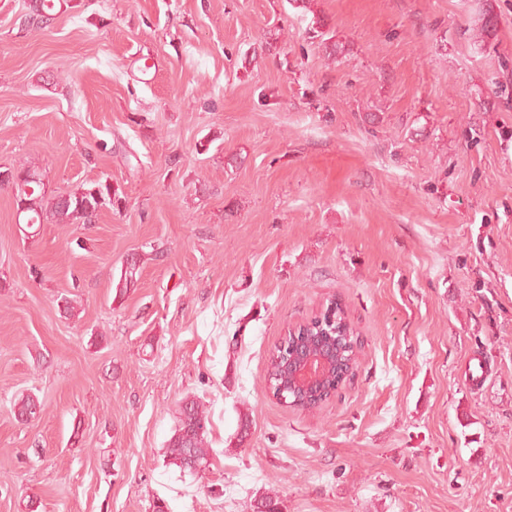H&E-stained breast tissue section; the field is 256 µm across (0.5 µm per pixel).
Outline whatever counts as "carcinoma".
<instances>
[{
    "label": "carcinoma",
    "instance_id": "carcinoma-1",
    "mask_svg": "<svg viewBox=\"0 0 512 512\" xmlns=\"http://www.w3.org/2000/svg\"><path fill=\"white\" fill-rule=\"evenodd\" d=\"M55 9V0H27L25 17L35 28L49 22ZM496 17L491 9H486L475 39L485 45L491 42L496 32ZM15 198L26 203L23 212L26 223L42 224H93L99 212L106 206L119 203L112 184L107 181H95L76 191L64 195H46L39 182L26 180L24 185L15 186ZM18 417L29 420L43 410L38 399L28 395L16 403ZM206 410L196 401H185L179 409L177 426L168 441L169 464L182 471L195 472L207 465L212 449L206 442Z\"/></svg>",
    "mask_w": 512,
    "mask_h": 512
}]
</instances>
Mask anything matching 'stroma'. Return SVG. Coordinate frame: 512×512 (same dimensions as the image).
Listing matches in <instances>:
<instances>
[{"mask_svg": "<svg viewBox=\"0 0 512 512\" xmlns=\"http://www.w3.org/2000/svg\"><path fill=\"white\" fill-rule=\"evenodd\" d=\"M22 4L0 167L122 203L32 229L0 187V512H512V0ZM333 300L356 374L284 403L268 360ZM56 0H29L26 3L25 19L31 24L29 27L42 28L53 16ZM31 19V20H29ZM177 426L168 441L169 465L180 471L195 472L206 467L212 448L206 442V410L196 401H184L179 409Z\"/></svg>", "mask_w": 512, "mask_h": 512, "instance_id": "stroma-1", "label": "stroma"}]
</instances>
